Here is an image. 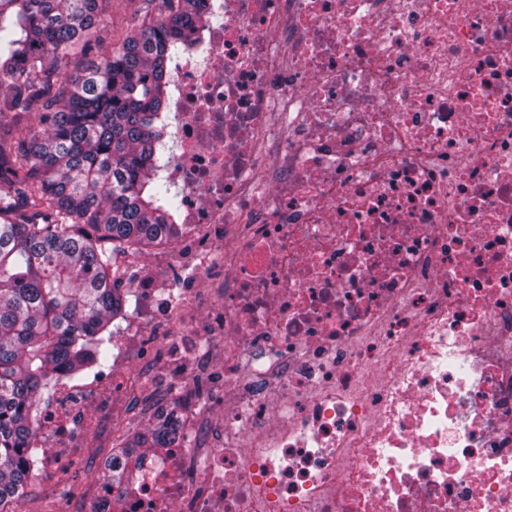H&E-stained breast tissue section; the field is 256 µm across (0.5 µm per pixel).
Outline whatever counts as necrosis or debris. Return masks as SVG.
<instances>
[{
    "label": "necrosis or debris",
    "mask_w": 512,
    "mask_h": 512,
    "mask_svg": "<svg viewBox=\"0 0 512 512\" xmlns=\"http://www.w3.org/2000/svg\"><path fill=\"white\" fill-rule=\"evenodd\" d=\"M172 61L188 248L32 472L208 375L96 512H512V0H206Z\"/></svg>",
    "instance_id": "1"
}]
</instances>
